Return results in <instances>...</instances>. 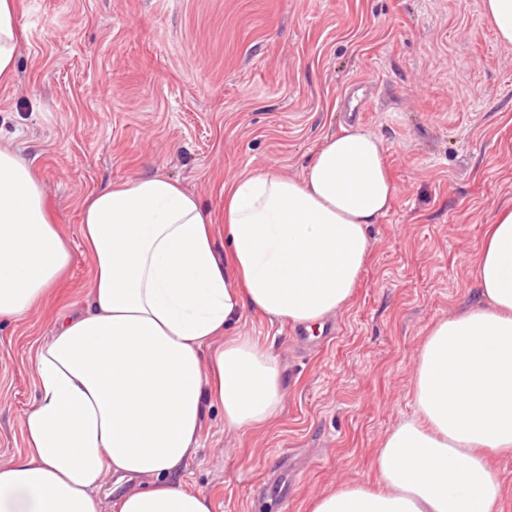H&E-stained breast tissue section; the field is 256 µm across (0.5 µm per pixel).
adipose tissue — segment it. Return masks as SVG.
<instances>
[{
	"label": "adipose tissue",
	"instance_id": "ef3b65f1",
	"mask_svg": "<svg viewBox=\"0 0 512 512\" xmlns=\"http://www.w3.org/2000/svg\"><path fill=\"white\" fill-rule=\"evenodd\" d=\"M21 0H0V85L26 38ZM386 147L358 126L326 137L300 178L250 171L224 190V237L211 212L162 174L111 183L81 205L94 262L88 305L58 311L29 361L37 396L25 451L0 466V512H214L180 474L208 409L228 430L279 417L277 356L228 335L245 313L294 325L349 305L371 252L368 227L392 208ZM73 257L52 222L40 171L0 145V319H23ZM477 302L428 332L411 417L381 440L374 477L319 494L312 512H500L484 451L512 455V206L497 209L473 271Z\"/></svg>",
	"mask_w": 512,
	"mask_h": 512
}]
</instances>
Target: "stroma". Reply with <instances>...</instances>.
Instances as JSON below:
<instances>
[{
	"label": "stroma",
	"mask_w": 512,
	"mask_h": 512,
	"mask_svg": "<svg viewBox=\"0 0 512 512\" xmlns=\"http://www.w3.org/2000/svg\"><path fill=\"white\" fill-rule=\"evenodd\" d=\"M19 23L0 142L40 170L69 236L52 309L83 303L80 205L102 185L162 173L220 218L225 185L269 167L300 176L342 124L383 140L396 202L368 229L355 301L302 338L245 314L232 331L272 344L281 414L228 431L212 408L185 471L214 512H311L373 476L381 438L414 412L428 330L475 301L485 226L512 204V45L477 0H25ZM52 328L41 312L0 322V464L23 451L28 350ZM284 459L288 494L268 498Z\"/></svg>",
	"instance_id": "1"
}]
</instances>
